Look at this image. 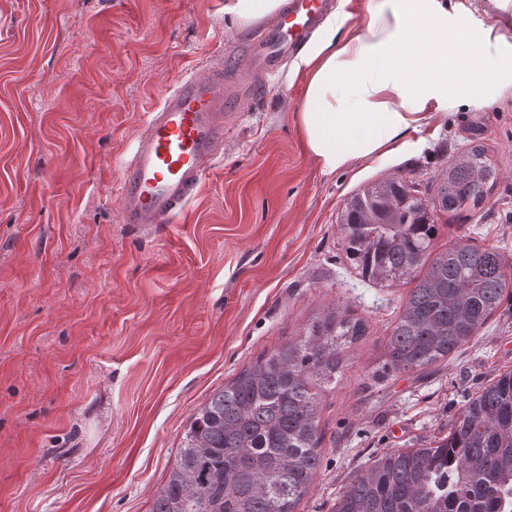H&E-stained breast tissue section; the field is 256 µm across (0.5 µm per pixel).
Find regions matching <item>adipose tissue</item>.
<instances>
[{
	"instance_id": "obj_1",
	"label": "adipose tissue",
	"mask_w": 512,
	"mask_h": 512,
	"mask_svg": "<svg viewBox=\"0 0 512 512\" xmlns=\"http://www.w3.org/2000/svg\"><path fill=\"white\" fill-rule=\"evenodd\" d=\"M492 2L489 22L454 0H369L358 26L330 19L288 69L321 173L394 155L433 112L512 96V0Z\"/></svg>"
}]
</instances>
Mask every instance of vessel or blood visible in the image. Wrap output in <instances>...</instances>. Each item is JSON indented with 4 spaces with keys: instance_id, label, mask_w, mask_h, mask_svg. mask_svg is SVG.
Segmentation results:
<instances>
[{
    "instance_id": "obj_1",
    "label": "vessel or blood",
    "mask_w": 512,
    "mask_h": 512,
    "mask_svg": "<svg viewBox=\"0 0 512 512\" xmlns=\"http://www.w3.org/2000/svg\"><path fill=\"white\" fill-rule=\"evenodd\" d=\"M331 0H288L281 15L246 41L233 61L165 87L121 170L124 223L167 224L187 208L207 165L221 158L224 133L248 110L260 82L303 48Z\"/></svg>"
}]
</instances>
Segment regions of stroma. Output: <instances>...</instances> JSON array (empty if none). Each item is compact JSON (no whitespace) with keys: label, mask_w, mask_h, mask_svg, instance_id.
Listing matches in <instances>:
<instances>
[{"label":"stroma","mask_w":512,"mask_h":512,"mask_svg":"<svg viewBox=\"0 0 512 512\" xmlns=\"http://www.w3.org/2000/svg\"><path fill=\"white\" fill-rule=\"evenodd\" d=\"M225 0H0V512H151L193 416L257 357L345 306L367 333L320 406L323 466L298 512L389 450L447 435L512 370V301L447 360L384 375L410 285L363 280L340 249L346 199L386 177L432 198L483 145L496 181L434 251L512 261V97L441 111L412 149L321 174L302 82L267 77L175 224L123 223L116 188L159 91L232 54Z\"/></svg>","instance_id":"1"}]
</instances>
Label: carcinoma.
Here are the masks:
<instances>
[{"instance_id":"cac0c4a2","label":"carcinoma","mask_w":512,"mask_h":512,"mask_svg":"<svg viewBox=\"0 0 512 512\" xmlns=\"http://www.w3.org/2000/svg\"><path fill=\"white\" fill-rule=\"evenodd\" d=\"M496 169L483 146L456 156L433 199L402 177L374 182L338 213L346 259L368 281L411 283L386 363L415 372L448 359L512 298L495 247L456 243L429 259L436 212L482 204ZM365 324L336 310L295 342L258 357L196 413L151 512H297L322 466L320 397ZM334 512H512V371L462 407L425 448L383 454Z\"/></svg>"}]
</instances>
